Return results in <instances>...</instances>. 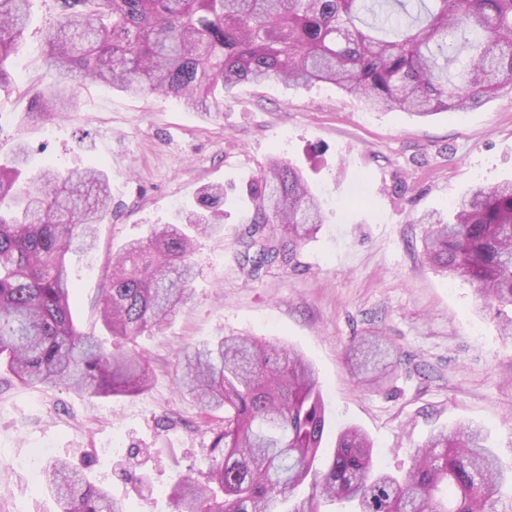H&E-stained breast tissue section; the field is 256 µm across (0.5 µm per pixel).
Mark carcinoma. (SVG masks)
<instances>
[{
  "instance_id": "carcinoma-1",
  "label": "carcinoma",
  "mask_w": 512,
  "mask_h": 512,
  "mask_svg": "<svg viewBox=\"0 0 512 512\" xmlns=\"http://www.w3.org/2000/svg\"><path fill=\"white\" fill-rule=\"evenodd\" d=\"M31 0H0V85L30 21ZM64 17L47 34L59 87L37 98L49 118L68 108L78 81L128 94L162 93L188 109L220 106L243 82L329 83L370 109L412 116L473 108L512 92V0H61ZM24 143L0 162V367L24 385L64 386L91 397L144 392L142 355L109 349L75 325L67 256L94 234L110 207L96 170L43 167L33 177ZM222 185L204 188L186 225L221 230L209 214ZM253 230L242 238L246 274L288 265L325 215L303 175L278 156L250 185ZM446 221L428 215L423 254L434 269L477 283L512 335V182L476 184ZM194 242L183 224L152 230L112 257L100 313L113 336L160 330L189 300ZM353 371L371 387L398 361L364 336ZM176 381L205 410L224 411L212 430L208 483L182 479L173 512H276L304 484L288 512H512V472L484 431L469 424L432 434L410 471L374 464L373 443L356 426L322 455L326 405L301 354L230 334L185 349ZM59 512H123L109 493L64 462L41 471Z\"/></svg>"
}]
</instances>
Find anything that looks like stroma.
Segmentation results:
<instances>
[{"instance_id": "stroma-1", "label": "stroma", "mask_w": 512, "mask_h": 512, "mask_svg": "<svg viewBox=\"0 0 512 512\" xmlns=\"http://www.w3.org/2000/svg\"><path fill=\"white\" fill-rule=\"evenodd\" d=\"M32 21L10 84L0 87V159L16 139L32 165L104 168L112 207L93 247L69 255L78 328L112 344L98 313L113 252L174 222L199 192L223 185L224 230L197 239L187 307L136 345L152 381L133 396L89 398L21 385L0 371V512H57L38 472L69 461L125 512H171L184 477L204 481L220 411L180 394L177 356L190 344L240 332L299 352L315 369L330 415L323 438L356 425L379 467L406 473L431 433L483 427L512 469V339L475 284L434 271L422 255L420 216L450 215L469 187L512 179V96L425 119L371 111L335 86L239 85L221 109L190 110L161 94L78 86L71 111L35 118V92L51 87L46 36L57 0H32ZM298 167L325 211L321 231L290 264L242 269L241 235L253 216L249 186L267 159ZM379 336L400 359L383 388L362 387L350 349Z\"/></svg>"}]
</instances>
